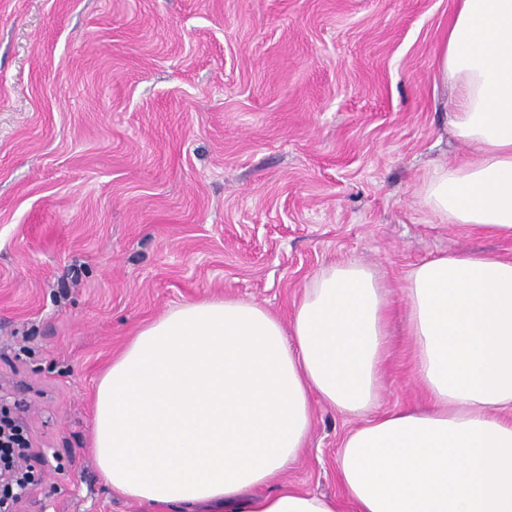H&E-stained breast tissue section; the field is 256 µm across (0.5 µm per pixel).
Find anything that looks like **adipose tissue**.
I'll return each mask as SVG.
<instances>
[{"mask_svg":"<svg viewBox=\"0 0 512 512\" xmlns=\"http://www.w3.org/2000/svg\"><path fill=\"white\" fill-rule=\"evenodd\" d=\"M450 132L472 161L422 188L441 221L512 237V0H456L436 55ZM430 406L376 419L389 336L370 266H329L289 322L237 299L187 302L142 327L101 377L92 453L112 490L168 512H341L281 479L311 403L364 422L338 474L355 512H512V259L424 261L404 288Z\"/></svg>","mask_w":512,"mask_h":512,"instance_id":"1","label":"adipose tissue"}]
</instances>
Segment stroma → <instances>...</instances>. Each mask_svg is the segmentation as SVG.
I'll return each instance as SVG.
<instances>
[{"label": "stroma", "instance_id": "1", "mask_svg": "<svg viewBox=\"0 0 512 512\" xmlns=\"http://www.w3.org/2000/svg\"><path fill=\"white\" fill-rule=\"evenodd\" d=\"M456 0H0V378L32 442L18 512H158L90 452L97 382L138 328L202 299L288 320L373 266L394 312L374 416L424 404L402 288L512 238L442 224L420 187L466 161L435 56ZM284 478L343 499L358 419L313 401Z\"/></svg>", "mask_w": 512, "mask_h": 512}]
</instances>
